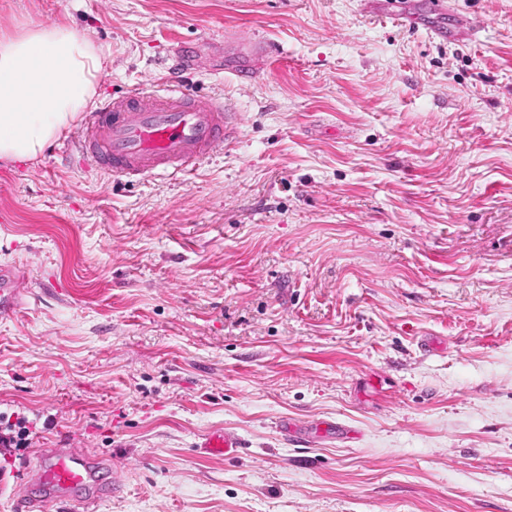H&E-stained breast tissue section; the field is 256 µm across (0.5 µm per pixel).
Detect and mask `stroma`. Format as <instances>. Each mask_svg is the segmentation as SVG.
<instances>
[{
  "label": "stroma",
  "instance_id": "35a3bbf8",
  "mask_svg": "<svg viewBox=\"0 0 512 512\" xmlns=\"http://www.w3.org/2000/svg\"><path fill=\"white\" fill-rule=\"evenodd\" d=\"M388 2L0 0L92 103L178 57L238 117L183 178L0 160V413L119 473L95 512H512V0ZM12 271L0 273V317L10 318L18 313L21 308L23 289L17 288V280H14ZM197 448L204 450L207 455H228L241 448L237 438L221 431H212L205 435L201 442L197 443Z\"/></svg>",
  "mask_w": 512,
  "mask_h": 512
}]
</instances>
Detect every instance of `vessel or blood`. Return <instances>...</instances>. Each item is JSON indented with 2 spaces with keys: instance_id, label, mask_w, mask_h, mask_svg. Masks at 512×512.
<instances>
[{
  "instance_id": "b4317fda",
  "label": "vessel or blood",
  "mask_w": 512,
  "mask_h": 512,
  "mask_svg": "<svg viewBox=\"0 0 512 512\" xmlns=\"http://www.w3.org/2000/svg\"><path fill=\"white\" fill-rule=\"evenodd\" d=\"M235 115L223 101L203 100L170 84L164 91H134L97 104L87 112L77 148L88 163L114 177L186 174L193 171L230 137ZM23 294L13 272L0 273V317L10 318L21 308ZM237 438L221 431L200 443L208 455L237 451ZM36 496L17 499L18 512H58L82 506L91 512L99 501L117 493V476L97 458L70 448H42L25 470Z\"/></svg>"
}]
</instances>
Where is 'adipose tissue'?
<instances>
[{
    "label": "adipose tissue",
    "instance_id": "ef3b65f1",
    "mask_svg": "<svg viewBox=\"0 0 512 512\" xmlns=\"http://www.w3.org/2000/svg\"><path fill=\"white\" fill-rule=\"evenodd\" d=\"M103 68L91 39L65 23L0 33V160L42 155L87 107Z\"/></svg>",
    "mask_w": 512,
    "mask_h": 512
}]
</instances>
